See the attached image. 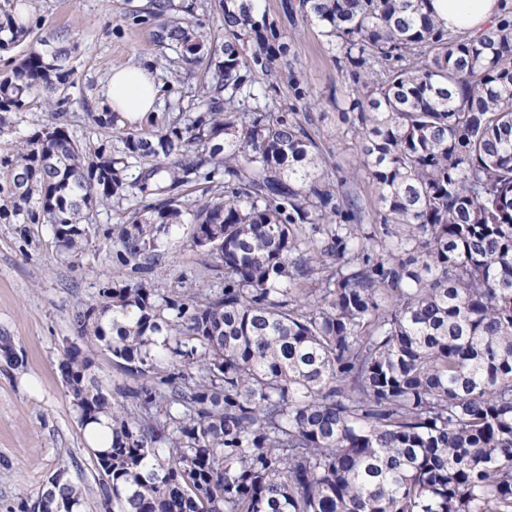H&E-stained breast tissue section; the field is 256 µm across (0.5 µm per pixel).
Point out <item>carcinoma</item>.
Here are the masks:
<instances>
[{"label":"carcinoma","instance_id":"1","mask_svg":"<svg viewBox=\"0 0 512 512\" xmlns=\"http://www.w3.org/2000/svg\"><path fill=\"white\" fill-rule=\"evenodd\" d=\"M0 0V51L27 40ZM431 0H288L345 74L360 145L330 172L317 98L260 0L129 10L154 45L202 65L203 110L121 132L65 123L74 84L58 35L0 76V129L46 93L57 122L7 162L0 218L48 224L82 252L99 208L139 273L76 305L64 380L102 512H512V11L451 33ZM286 80L294 104L269 92ZM375 188L366 210L347 190ZM204 185L201 195L190 191ZM192 225L218 290L152 278L160 233ZM105 352L132 381L107 390ZM66 477L25 512H85Z\"/></svg>","mask_w":512,"mask_h":512}]
</instances>
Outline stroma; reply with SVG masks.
I'll use <instances>...</instances> for the list:
<instances>
[{
	"mask_svg": "<svg viewBox=\"0 0 512 512\" xmlns=\"http://www.w3.org/2000/svg\"><path fill=\"white\" fill-rule=\"evenodd\" d=\"M146 0H35L28 12L32 39L57 32L68 35L75 83L67 91L69 128L77 139L92 125L87 111L105 99L113 69L151 62L162 88L158 115L193 95L198 75L178 70L168 53L152 43L151 28L129 18L130 6ZM282 0H261L283 37L289 38L307 83L319 100L316 136L329 166L353 168L359 158L355 139L345 136L338 107L346 93L343 74L316 28L293 23ZM53 114L41 99L28 111L13 115L0 131V187L8 185L5 159L23 142L51 123ZM113 209L100 210L98 230L90 234L79 258L60 256L49 225L23 226L0 219V336L9 337L18 358L0 357V512H20L32 504L40 488L61 467L81 488L86 512H98L97 477L92 439L81 427L62 380L59 363L75 335L71 329L76 302H96L101 284L131 280L130 267L119 263L101 233L123 221ZM191 227L184 224L165 237L154 274L172 288L218 289L224 270L207 252L192 247Z\"/></svg>",
	"mask_w": 512,
	"mask_h": 512,
	"instance_id": "obj_1",
	"label": "stroma"
}]
</instances>
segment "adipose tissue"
Returning a JSON list of instances; mask_svg holds the SVG:
<instances>
[{"label":"adipose tissue","instance_id":"1","mask_svg":"<svg viewBox=\"0 0 512 512\" xmlns=\"http://www.w3.org/2000/svg\"><path fill=\"white\" fill-rule=\"evenodd\" d=\"M502 6V0H432L436 15L454 33L480 31L499 16ZM158 94L151 70L131 65L113 71L107 105L124 118L135 121L154 111Z\"/></svg>","mask_w":512,"mask_h":512}]
</instances>
